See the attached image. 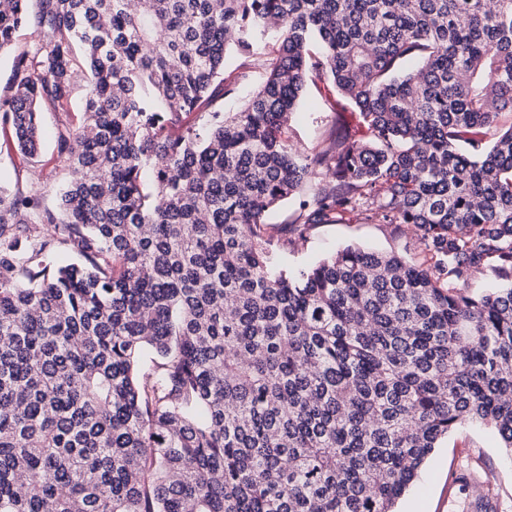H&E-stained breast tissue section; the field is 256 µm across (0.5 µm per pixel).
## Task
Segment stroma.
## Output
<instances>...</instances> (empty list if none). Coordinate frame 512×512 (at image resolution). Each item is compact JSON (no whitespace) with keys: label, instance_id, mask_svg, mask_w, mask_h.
I'll list each match as a JSON object with an SVG mask.
<instances>
[{"label":"stroma","instance_id":"obj_1","mask_svg":"<svg viewBox=\"0 0 512 512\" xmlns=\"http://www.w3.org/2000/svg\"><path fill=\"white\" fill-rule=\"evenodd\" d=\"M342 100L324 85L308 86L287 128L291 143L304 153L327 144L340 123L350 119ZM42 136L35 159L17 149L11 127L0 125V186L8 190L41 191L48 207H55L59 189L70 179L56 162V131L60 124L76 128L84 121L82 90H75L67 111L44 109ZM299 213L292 198L267 218L265 232L288 269L309 266L345 245L420 259L422 247L415 236L394 224L365 223L348 216L310 228L304 241L290 244L288 226ZM399 512H512V453L502 448L494 430L465 424L435 449L415 487L399 502Z\"/></svg>","mask_w":512,"mask_h":512}]
</instances>
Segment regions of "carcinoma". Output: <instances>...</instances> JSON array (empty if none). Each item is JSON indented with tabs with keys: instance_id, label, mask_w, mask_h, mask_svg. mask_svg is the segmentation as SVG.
<instances>
[{
	"instance_id": "carcinoma-1",
	"label": "carcinoma",
	"mask_w": 512,
	"mask_h": 512,
	"mask_svg": "<svg viewBox=\"0 0 512 512\" xmlns=\"http://www.w3.org/2000/svg\"><path fill=\"white\" fill-rule=\"evenodd\" d=\"M24 26L0 123L34 158L81 71L87 121L59 213L0 190V512H397L458 426L512 450V0H10L0 54ZM231 51L265 74L211 111ZM315 80L357 124L304 155ZM308 185L297 237L354 214L425 260L273 271Z\"/></svg>"
}]
</instances>
